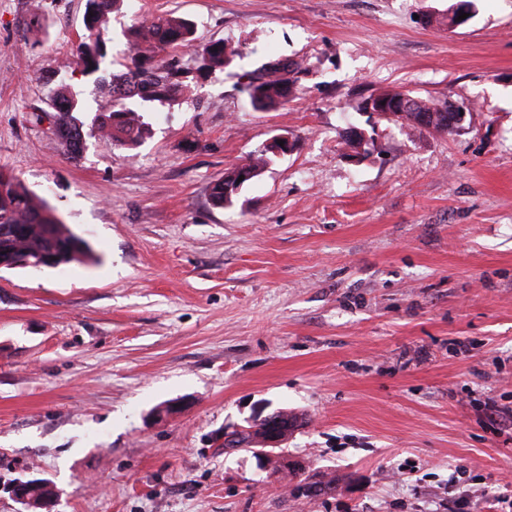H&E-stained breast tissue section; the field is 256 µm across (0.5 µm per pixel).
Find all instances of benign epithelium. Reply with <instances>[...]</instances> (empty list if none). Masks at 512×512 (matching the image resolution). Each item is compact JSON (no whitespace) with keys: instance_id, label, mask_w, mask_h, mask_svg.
Instances as JSON below:
<instances>
[{"instance_id":"obj_1","label":"benign epithelium","mask_w":512,"mask_h":512,"mask_svg":"<svg viewBox=\"0 0 512 512\" xmlns=\"http://www.w3.org/2000/svg\"><path fill=\"white\" fill-rule=\"evenodd\" d=\"M284 145H279V141ZM293 140L286 134H277L267 141V145L274 148L276 156L281 157L293 152ZM55 261L52 256L45 254L37 259H25L15 262L9 258L0 260V271L11 270L19 266L33 269L52 268ZM290 419L288 411L278 409L266 413L258 411L244 420V423L224 428V433L216 438L215 447L224 451H237L241 444L239 440L247 435L253 436L249 446V452L257 460L261 470L275 476L279 470H289L294 467L293 461L284 448L283 434L288 430ZM41 480L30 478H17L7 487L12 499L20 505L19 512H28L29 498L28 488L33 484H39Z\"/></svg>"}]
</instances>
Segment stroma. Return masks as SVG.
<instances>
[{
	"label": "stroma",
	"mask_w": 512,
	"mask_h": 512,
	"mask_svg": "<svg viewBox=\"0 0 512 512\" xmlns=\"http://www.w3.org/2000/svg\"><path fill=\"white\" fill-rule=\"evenodd\" d=\"M85 5L0 0V168L93 255L0 272V512L29 474L58 490L49 512H500L512 0H475L454 30L448 0H125L108 71L130 62L126 29L166 13L239 56L148 113L136 151L98 136L72 159L44 78L72 61ZM273 57L305 71L259 110L244 75ZM380 88L474 108L452 136L375 119L351 159L359 94ZM285 132L294 152L214 205L212 184ZM262 406L302 414L288 453L335 490L292 497L215 447Z\"/></svg>",
	"instance_id": "obj_1"
}]
</instances>
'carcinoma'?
Listing matches in <instances>:
<instances>
[{
	"mask_svg": "<svg viewBox=\"0 0 512 512\" xmlns=\"http://www.w3.org/2000/svg\"><path fill=\"white\" fill-rule=\"evenodd\" d=\"M121 0H86L84 29L92 39L82 41L77 47L76 63L82 73L95 76L97 89L106 92L105 101H97L93 130L112 139L125 150L141 145L149 134V124L143 112L155 103H169L187 87L186 72L171 66L157 57L168 50L193 54L200 62L198 70L213 73L229 66L232 59L224 54V43L210 44L197 50L194 44V27L191 21L172 13L153 18L141 24L134 32L130 65L121 72L100 75L98 71L105 57L102 36L109 28L112 13L119 9ZM262 74L247 84L250 103L257 109L283 104L295 95L299 74L304 71L296 60L273 58L261 66ZM50 101L56 126L65 139L70 157H79L86 143L87 132L77 114L84 107L77 94L63 76L52 82ZM403 91L383 89L361 98L357 111L364 112L369 100L392 103ZM449 102L435 101L417 96L412 105L385 117L388 122L402 127L421 126V116L429 117L428 127L439 133L453 135L456 130L448 123ZM276 159L271 149L255 151L242 165L224 174V179L214 184L211 199L214 204L234 205L237 196L227 201L224 188L234 187L241 172L258 178ZM71 230L56 217L48 202L29 191L14 175L0 169V255L34 259L39 255L53 254L56 266L80 262L88 250L70 247Z\"/></svg>",
	"mask_w": 512,
	"mask_h": 512,
	"instance_id": "carcinoma-1",
	"label": "carcinoma"
}]
</instances>
